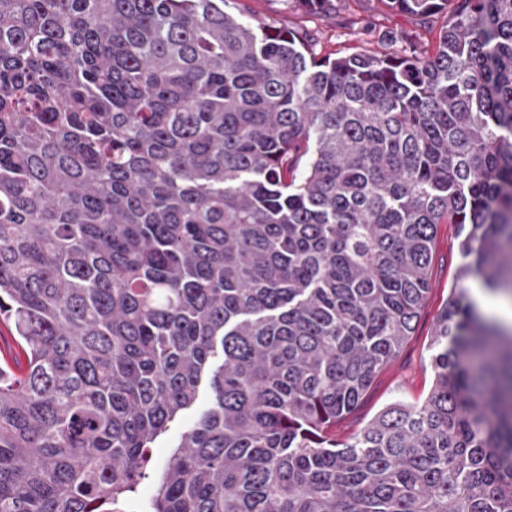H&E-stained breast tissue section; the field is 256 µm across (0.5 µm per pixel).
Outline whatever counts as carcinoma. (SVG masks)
<instances>
[{"instance_id":"carcinoma-1","label":"carcinoma","mask_w":512,"mask_h":512,"mask_svg":"<svg viewBox=\"0 0 512 512\" xmlns=\"http://www.w3.org/2000/svg\"><path fill=\"white\" fill-rule=\"evenodd\" d=\"M228 2L0 0V512H114L203 385L148 512H512V330L463 288L426 398L331 434L437 225L512 298V0H385L435 50L332 60Z\"/></svg>"}]
</instances>
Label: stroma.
Here are the masks:
<instances>
[{
    "instance_id": "stroma-1",
    "label": "stroma",
    "mask_w": 512,
    "mask_h": 512,
    "mask_svg": "<svg viewBox=\"0 0 512 512\" xmlns=\"http://www.w3.org/2000/svg\"><path fill=\"white\" fill-rule=\"evenodd\" d=\"M237 8L240 21L253 27L273 24L307 30L312 36L310 46L313 52L335 57L362 50L387 53L388 45L379 39L380 32L384 30L414 31L419 49L428 52L433 50L438 32L446 20L442 14L417 19L393 12L385 8L381 0H341L336 13L324 19L304 15L291 0H238ZM462 263L457 226L439 225L431 267L432 289L415 332L398 356L375 377L358 406L337 422L332 430L337 440L344 441L353 436L395 398L416 403L426 397L434 379L430 347L432 334ZM209 404L208 389H200L194 406L171 423L168 431L156 440L150 453L151 470L163 467L181 434Z\"/></svg>"
}]
</instances>
